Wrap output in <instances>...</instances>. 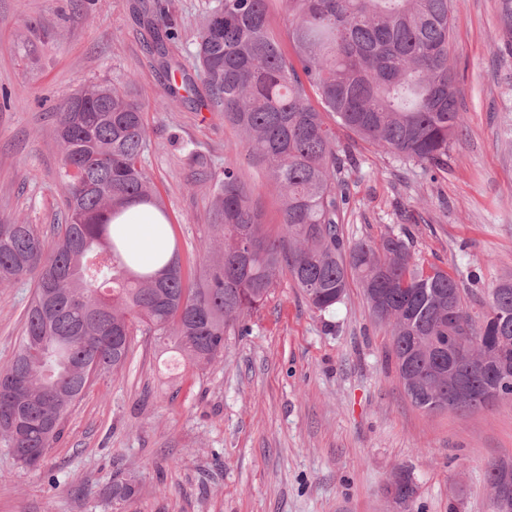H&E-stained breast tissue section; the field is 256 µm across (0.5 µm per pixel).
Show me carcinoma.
Returning <instances> with one entry per match:
<instances>
[{"mask_svg":"<svg viewBox=\"0 0 512 512\" xmlns=\"http://www.w3.org/2000/svg\"><path fill=\"white\" fill-rule=\"evenodd\" d=\"M271 0H218L201 20L193 66L207 106L242 134V146L266 166L283 198L281 229L267 233L263 212L230 165L205 173L210 190L211 245L216 259L202 281L183 269L177 248L159 273L133 268L112 238V218L132 203L169 219L146 175L149 138L141 104L118 77L93 83L83 99L56 106L63 152L59 183L64 224L51 242L37 225L0 220V284L38 272L25 311L23 336L9 369L0 373V446L32 466L20 449L45 457L70 408L92 378L127 361L132 338L157 336L184 362L208 364L224 355V337L248 330L287 274L320 313L341 303L349 281L362 289L371 316L391 328V353L407 392L426 411L448 406L451 380L470 373L481 392L495 348H512V281L494 288L479 312L447 271L415 263L409 238L345 240L341 216L350 198L340 190L342 156L325 115L361 140L431 171L448 166V150L463 127L451 56L453 0H281L290 20L291 51L274 33ZM163 68L176 67L169 46L182 31L170 11L146 20ZM193 78L170 86L158 102L190 100ZM315 94L322 106L311 104ZM466 326L465 346L483 364L451 354L459 335L448 303ZM512 458L491 462L487 484L503 477ZM395 500L416 495L411 477L394 480ZM135 492L116 480L117 503Z\"/></svg>","mask_w":512,"mask_h":512,"instance_id":"carcinoma-1","label":"carcinoma"}]
</instances>
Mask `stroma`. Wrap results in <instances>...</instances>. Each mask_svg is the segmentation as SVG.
I'll use <instances>...</instances> for the list:
<instances>
[{
  "label": "stroma",
  "mask_w": 512,
  "mask_h": 512,
  "mask_svg": "<svg viewBox=\"0 0 512 512\" xmlns=\"http://www.w3.org/2000/svg\"><path fill=\"white\" fill-rule=\"evenodd\" d=\"M159 3L181 20L172 52L190 67L214 0H0V218L54 239L63 221L54 107L117 75L143 105L146 172L182 265L200 278L210 184L195 177L185 145L236 167L272 234L280 197L222 113L197 101L156 107L168 77L143 17ZM31 21L50 39L30 56ZM511 37L502 0H457L452 56L465 123L447 171L426 174L336 131L339 145L354 147L338 173L351 196L348 241L407 234L416 263L448 271L476 301L512 280ZM32 292L29 281L0 286V371ZM510 456L512 398L474 412L417 408L391 357L390 328L371 317L360 288L320 314L284 275L215 362L176 370L155 337H135L125 366L94 381L39 467H20L0 447V512H492L485 469ZM402 470L418 487L406 508L387 490ZM129 474L137 492L113 506L105 491Z\"/></svg>",
  "instance_id": "obj_1"
}]
</instances>
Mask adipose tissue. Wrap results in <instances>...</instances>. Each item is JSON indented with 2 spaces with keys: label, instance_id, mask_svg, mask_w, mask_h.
<instances>
[{
  "label": "adipose tissue",
  "instance_id": "ef3b65f1",
  "mask_svg": "<svg viewBox=\"0 0 512 512\" xmlns=\"http://www.w3.org/2000/svg\"><path fill=\"white\" fill-rule=\"evenodd\" d=\"M112 229L123 239L126 252L134 256L142 269L160 270V256L172 251V243L162 229L160 219L148 205H131L114 220Z\"/></svg>",
  "mask_w": 512,
  "mask_h": 512
}]
</instances>
